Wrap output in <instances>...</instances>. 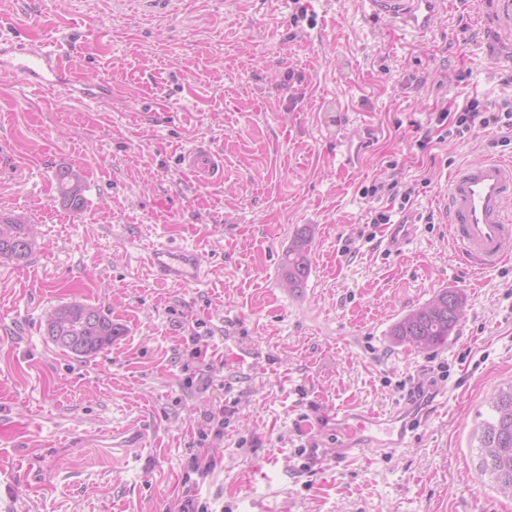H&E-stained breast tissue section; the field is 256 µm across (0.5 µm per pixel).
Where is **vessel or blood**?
<instances>
[{
  "label": "vessel or blood",
  "mask_w": 512,
  "mask_h": 512,
  "mask_svg": "<svg viewBox=\"0 0 512 512\" xmlns=\"http://www.w3.org/2000/svg\"><path fill=\"white\" fill-rule=\"evenodd\" d=\"M364 12L401 31L423 37L432 19L447 10V0H361ZM10 76L28 87L41 90L65 87L77 101L94 103L111 98L112 85L84 80L63 64L61 54L39 39H22L0 33V77ZM178 166L200 184L224 176V157L211 142L199 141L184 149ZM450 223L453 240L463 257L482 267H492L512 256V160H482L466 165L448 181V191L439 200ZM410 224L391 225L385 238L386 251L397 253L413 235ZM153 266L162 276L176 282L198 281L202 261L196 252L163 245L153 249ZM425 405L411 398L405 410L388 418L362 412L336 416V454L345 459L362 448L392 452L405 447L413 423Z\"/></svg>",
  "instance_id": "obj_1"
}]
</instances>
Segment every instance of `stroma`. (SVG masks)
<instances>
[{"label": "stroma", "mask_w": 512, "mask_h": 512, "mask_svg": "<svg viewBox=\"0 0 512 512\" xmlns=\"http://www.w3.org/2000/svg\"><path fill=\"white\" fill-rule=\"evenodd\" d=\"M317 20L284 0H182L171 15L0 0L6 28L112 85L84 104L0 78V212L40 230L28 260H0V512H176L203 451L196 424L218 405L235 411L204 450L215 467L195 478L209 512H512L479 477L473 438L512 382V258L462 261L437 204L452 173L510 160L512 145L442 142L434 120L474 99L512 102V0H449L424 40L370 21L357 0H332ZM201 140L222 150L223 181L177 168ZM62 166L84 172L82 213L57 197ZM382 180L414 190L398 253L374 221L399 219L397 200L367 194ZM306 224L311 272L294 293L279 265ZM159 243L198 253L203 280H162L147 264ZM443 288L466 303L447 345L393 344L391 325ZM73 302L122 330L82 361L44 334L45 312ZM197 334L205 354L192 359ZM439 366L448 375L406 447L302 469L307 441L335 448L336 410L386 415L403 382ZM143 427L148 444L128 454L95 445Z\"/></svg>", "instance_id": "1"}]
</instances>
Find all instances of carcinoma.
Segmentation results:
<instances>
[{"label": "carcinoma", "instance_id": "obj_1", "mask_svg": "<svg viewBox=\"0 0 512 512\" xmlns=\"http://www.w3.org/2000/svg\"><path fill=\"white\" fill-rule=\"evenodd\" d=\"M61 204L73 213L87 207L86 183L82 171L69 166L54 173ZM312 230L304 227L288 244L281 258V278L286 287L299 291L310 272ZM36 245L35 227L21 214H0V259L22 261ZM464 315L462 296L443 288L421 307L401 316L391 327L394 343L418 351H430L448 344ZM46 336L62 351L77 358L92 356L112 345L120 329L99 307L70 303L46 313ZM490 415L480 426L479 472L489 476L504 494L512 495V384L500 388L488 400Z\"/></svg>", "mask_w": 512, "mask_h": 512}]
</instances>
